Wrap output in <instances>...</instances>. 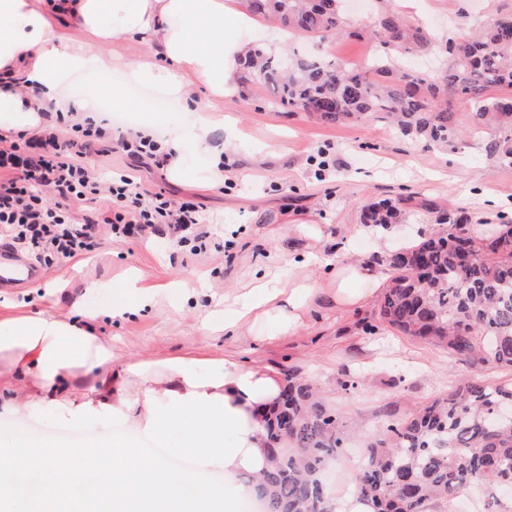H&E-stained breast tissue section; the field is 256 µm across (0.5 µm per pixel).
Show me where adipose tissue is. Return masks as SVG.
<instances>
[{
  "label": "adipose tissue",
  "instance_id": "1",
  "mask_svg": "<svg viewBox=\"0 0 512 512\" xmlns=\"http://www.w3.org/2000/svg\"><path fill=\"white\" fill-rule=\"evenodd\" d=\"M69 24L85 39L68 37ZM262 27L239 0H0V137L37 135L48 114L87 111L90 99L66 91L71 77L117 68L128 82L151 87L194 115L189 125H171L145 105H130L121 88L112 90L113 111L137 112L138 128L162 136L168 178L187 180L185 158L201 152L212 160V178L221 179L224 159L211 137L223 121L211 103L236 96L239 59L249 46L241 34ZM119 35L148 44V51L112 54ZM200 86L206 99L192 100ZM385 278L383 266L359 261L338 263L325 280L299 274L277 309L280 327L302 326L322 296L340 308L369 302ZM91 318L78 301L65 317L38 312L0 320V359L7 362L0 384L25 389L0 403L62 410L76 419L109 410L196 466L173 468L157 458L141 470L108 448L97 449L87 465L83 449L37 450L24 435L0 436V503L13 512H49L55 504L63 512H94L106 489L112 512H235L232 491L268 467L267 424L281 377L234 356L121 361ZM185 418L192 427H179ZM214 470L223 472V482L211 481Z\"/></svg>",
  "mask_w": 512,
  "mask_h": 512
}]
</instances>
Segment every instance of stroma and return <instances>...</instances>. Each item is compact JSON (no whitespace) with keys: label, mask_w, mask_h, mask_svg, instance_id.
I'll return each instance as SVG.
<instances>
[{"label":"stroma","mask_w":512,"mask_h":512,"mask_svg":"<svg viewBox=\"0 0 512 512\" xmlns=\"http://www.w3.org/2000/svg\"><path fill=\"white\" fill-rule=\"evenodd\" d=\"M392 10L424 25L437 43L469 31L473 22L512 11V0H393ZM296 52H321L337 62L357 66L381 52L372 37L321 41L290 39ZM453 109L461 133L448 147H428L386 128L382 123L330 125L303 112L288 113L267 104L262 89L242 86L224 113L234 126L231 134L216 132L224 147L225 179L211 183L210 161L195 158L190 181L177 183L150 160L113 153L90 155L89 161L127 170L142 185L170 198L200 202L209 231L223 237L226 253L186 258L169 244L167 235L149 240L105 241L101 247L69 262L45 266L28 261L32 281L0 280V319L45 311L67 315L73 301L85 297L88 308L112 305L111 285L137 273L143 285L156 287L149 306L126 318H101L97 334L110 337L123 358H167L193 353L201 357L232 354L267 365L280 375L295 369L312 378L330 403L356 418L363 436L382 433L385 411L406 415L472 376L488 384L512 382V371L489 367L473 371L449 362L446 349L424 345L404 336H377L357 330L370 316L372 304L339 308L324 301L304 325L280 332L275 315L251 319L242 335L210 328L213 313L246 302L251 283L274 281L287 285L302 253L318 250L311 274L326 276L336 263V237L345 225L362 221L363 207L399 195H417L440 206L465 211L475 224H499L512 219V168L496 166L484 151L481 137L471 132L470 110ZM327 152L330 168L317 177L314 157ZM302 224L323 229L325 246L296 231ZM104 289L87 292L90 281ZM358 377L356 388L340 385L345 374ZM37 424V442L53 441L60 448L128 446L133 461L155 457L162 442L147 439L111 413L90 414L72 427L56 412L34 408L16 413L0 407V433L15 424Z\"/></svg>","instance_id":"1"}]
</instances>
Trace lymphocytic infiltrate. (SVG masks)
<instances>
[{"instance_id":"lymphocytic-infiltrate-1","label":"lymphocytic infiltrate","mask_w":512,"mask_h":512,"mask_svg":"<svg viewBox=\"0 0 512 512\" xmlns=\"http://www.w3.org/2000/svg\"><path fill=\"white\" fill-rule=\"evenodd\" d=\"M102 138L101 125L78 112L56 118L31 141L0 137V236L48 264L94 252L104 228L115 241L144 240L164 229L173 246L191 255L223 253V240L206 229L196 202L174 201L133 176L107 177L89 165L85 157ZM48 191L57 195L56 203H46ZM103 195L105 210L77 219V212Z\"/></svg>"}]
</instances>
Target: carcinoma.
<instances>
[{"instance_id":"cac0c4a2","label":"carcinoma","mask_w":512,"mask_h":512,"mask_svg":"<svg viewBox=\"0 0 512 512\" xmlns=\"http://www.w3.org/2000/svg\"><path fill=\"white\" fill-rule=\"evenodd\" d=\"M254 14L289 34L327 33L362 38L342 10L343 0H243ZM370 35L385 47L364 67L262 47L242 63L243 83L271 92L270 103L307 112L326 124L383 117L400 134L444 147L459 137L448 94L471 109L473 133L489 134L486 153L512 167V14L488 19L478 30L448 39V69L433 83L401 67L393 54L430 51L435 42L419 25L384 10ZM410 211L436 214L427 234L377 255L389 280L363 333L382 329L448 348L472 366L512 370V224L477 242L463 213L439 211L426 198L399 196L368 204L365 224H399ZM351 434L344 414L326 404L318 388L295 374L268 423L270 467L257 495L266 512H332V489L322 471L336 461ZM359 488L376 512H444L462 493L486 491L484 512H512L496 488L512 484V384L469 379L407 416H390L385 433L367 441Z\"/></svg>"}]
</instances>
